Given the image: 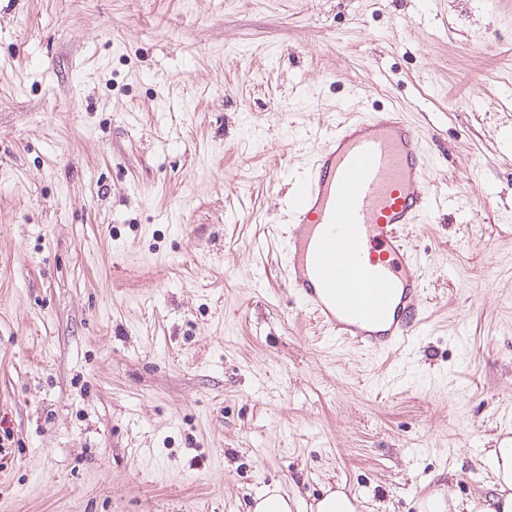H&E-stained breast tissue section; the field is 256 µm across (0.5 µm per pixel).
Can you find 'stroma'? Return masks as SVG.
Instances as JSON below:
<instances>
[{"label":"stroma","mask_w":512,"mask_h":512,"mask_svg":"<svg viewBox=\"0 0 512 512\" xmlns=\"http://www.w3.org/2000/svg\"><path fill=\"white\" fill-rule=\"evenodd\" d=\"M400 108L442 206L413 344L281 276L343 109ZM512 441V0H0V512H457ZM356 498L343 490H328L325 495L311 506V512H356ZM292 504L286 493H262L254 498L252 512H292Z\"/></svg>","instance_id":"obj_1"}]
</instances>
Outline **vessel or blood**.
Masks as SVG:
<instances>
[{
    "instance_id": "1",
    "label": "vessel or blood",
    "mask_w": 512,
    "mask_h": 512,
    "mask_svg": "<svg viewBox=\"0 0 512 512\" xmlns=\"http://www.w3.org/2000/svg\"><path fill=\"white\" fill-rule=\"evenodd\" d=\"M428 166L404 113L359 112L324 135L295 184L282 276L342 344L383 356L419 334L422 260L406 231L440 204Z\"/></svg>"
}]
</instances>
